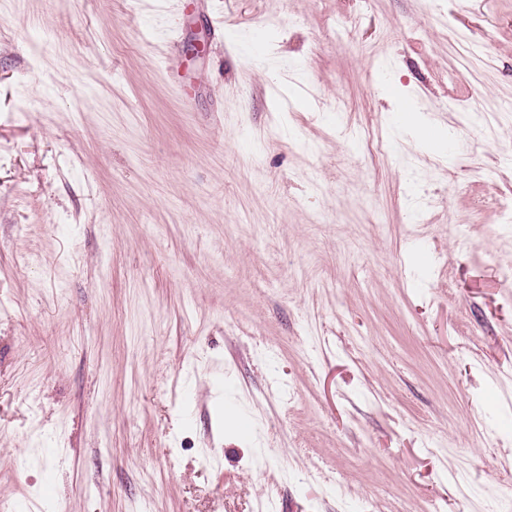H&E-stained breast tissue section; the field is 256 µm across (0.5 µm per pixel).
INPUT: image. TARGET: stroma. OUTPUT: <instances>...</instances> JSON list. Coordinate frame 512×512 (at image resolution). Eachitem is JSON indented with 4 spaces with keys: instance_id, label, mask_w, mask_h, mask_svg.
<instances>
[{
    "instance_id": "35a3bbf8",
    "label": "stroma",
    "mask_w": 512,
    "mask_h": 512,
    "mask_svg": "<svg viewBox=\"0 0 512 512\" xmlns=\"http://www.w3.org/2000/svg\"><path fill=\"white\" fill-rule=\"evenodd\" d=\"M511 213L512 0H0V512H512ZM399 128L405 130L414 142L434 151L440 156L448 152V131L437 128L426 121L412 106L401 102L395 108Z\"/></svg>"
}]
</instances>
